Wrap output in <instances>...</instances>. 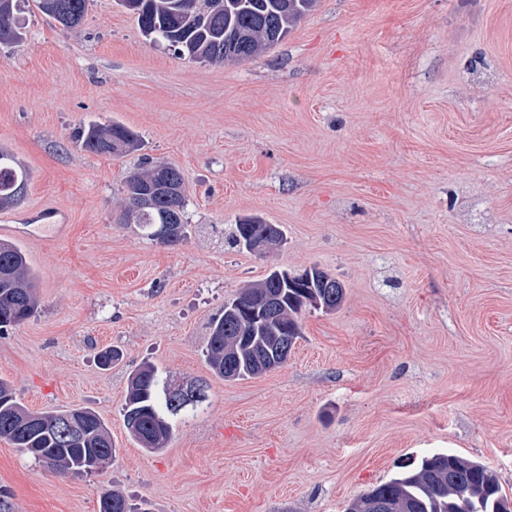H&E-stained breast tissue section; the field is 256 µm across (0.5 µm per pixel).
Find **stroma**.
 Here are the masks:
<instances>
[{
    "instance_id": "obj_1",
    "label": "stroma",
    "mask_w": 512,
    "mask_h": 512,
    "mask_svg": "<svg viewBox=\"0 0 512 512\" xmlns=\"http://www.w3.org/2000/svg\"><path fill=\"white\" fill-rule=\"evenodd\" d=\"M0 47V147L32 173L20 206L63 237H17L38 312L0 335V377L34 411L108 421L111 469L55 473L0 440V512H344L404 463L450 452L512 498V0H318L253 60H183L119 0L66 28L27 4ZM117 122L141 152L76 148ZM177 165L191 235L161 246L117 221L141 157ZM281 225L267 256L210 225ZM318 266L346 299L308 311L287 362L227 381L205 326L270 268ZM123 353L112 369L96 355ZM154 363L204 390L160 453L129 437L127 377ZM34 221L42 224H34L30 226H37L39 228L45 227L54 230L56 237H62L66 230L67 214L61 208L48 207L37 212V214L30 218H13L11 222L15 221Z\"/></svg>"
}]
</instances>
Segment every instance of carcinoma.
<instances>
[{
  "mask_svg": "<svg viewBox=\"0 0 512 512\" xmlns=\"http://www.w3.org/2000/svg\"><path fill=\"white\" fill-rule=\"evenodd\" d=\"M0 9V43L20 42L18 8ZM65 17L60 24L79 26L89 0H60ZM128 8L139 30L179 57L200 63L242 62L258 56L282 41L291 29L315 6L316 0H134ZM77 148L99 155L132 153L139 150L137 134L119 124L90 121L78 124L70 134ZM30 182L32 175L15 156L0 149V210L12 209L19 200L11 195L15 179ZM122 221L147 228L156 207L179 199L185 211L184 176L179 167L165 163H140L129 174ZM267 231L281 245L286 234L279 224L257 217L248 220ZM175 247L188 237L184 219L168 228ZM283 269L272 268L266 276L241 289L224 303L221 313L207 324L203 355L211 370L226 380L255 377L283 365L285 348H293L302 336L301 316L306 310L325 312L339 309L346 288L330 289L326 283L339 279L313 266L303 269L307 278L276 280ZM39 298L36 276L22 249L10 240H0V332L17 326L37 311ZM204 401L183 395L157 368L144 363L128 377L122 408L129 437L149 453L161 451L171 438L173 418L189 405ZM70 419L75 436L66 440L58 433V422ZM0 439L31 455L56 473L71 476L88 474L85 463L93 457H114L116 448L108 423L84 406L62 410L31 411L15 396L10 383L0 378ZM111 503L112 512H131L124 495L107 489L101 503ZM347 512H512V503L502 492L496 477L482 463L453 453L424 456L417 465L374 486L355 499Z\"/></svg>",
  "mask_w": 512,
  "mask_h": 512,
  "instance_id": "cac0c4a2",
  "label": "carcinoma"
}]
</instances>
